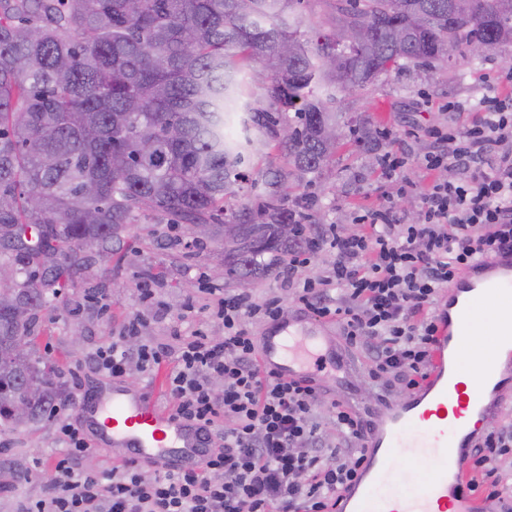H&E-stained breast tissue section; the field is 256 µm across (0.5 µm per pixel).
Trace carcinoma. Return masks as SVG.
I'll return each instance as SVG.
<instances>
[{"instance_id": "cac0c4a2", "label": "carcinoma", "mask_w": 512, "mask_h": 512, "mask_svg": "<svg viewBox=\"0 0 512 512\" xmlns=\"http://www.w3.org/2000/svg\"><path fill=\"white\" fill-rule=\"evenodd\" d=\"M323 2L331 26L367 27L374 41L311 38L303 0H0V256L27 274L11 292L27 316L0 303L1 428L15 427L16 400L31 425L64 406L54 364L13 343L84 263L83 249L157 213L208 226L206 239L224 245V276L259 279L308 245L282 194L331 171L346 90L428 66L449 40L478 39L488 52L512 44V0ZM253 84L267 106L251 107ZM350 132L377 151L376 127L357 120ZM270 147L288 164L269 173L264 204L224 220L246 159ZM227 223L237 239L226 245Z\"/></svg>"}]
</instances>
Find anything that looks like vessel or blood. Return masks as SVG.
Here are the masks:
<instances>
[{
  "label": "vessel or blood",
  "instance_id": "obj_1",
  "mask_svg": "<svg viewBox=\"0 0 512 512\" xmlns=\"http://www.w3.org/2000/svg\"><path fill=\"white\" fill-rule=\"evenodd\" d=\"M505 298L512 299V255L475 262L458 277L447 306L438 311L428 378L399 405L381 402L371 410L365 472L342 492L339 512H488L487 502L467 488L481 431L457 420L468 408L489 420L495 407L489 388L502 382V356L490 351L466 358L460 349L476 326L473 305ZM259 362L269 374L310 386L347 365L314 318L269 324L259 341ZM81 409L85 427L110 441L121 462L181 472L198 469L214 453L199 423L161 413L140 387L120 380L107 395L86 390ZM423 461L431 471L421 486L407 493L393 488L397 467L412 470Z\"/></svg>",
  "mask_w": 512,
  "mask_h": 512
}]
</instances>
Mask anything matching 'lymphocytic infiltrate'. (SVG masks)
<instances>
[{
	"label": "lymphocytic infiltrate",
	"mask_w": 512,
	"mask_h": 512,
	"mask_svg": "<svg viewBox=\"0 0 512 512\" xmlns=\"http://www.w3.org/2000/svg\"><path fill=\"white\" fill-rule=\"evenodd\" d=\"M481 106L485 116L475 126L454 136L433 132L435 147L421 160L430 181L417 220H403L388 201L363 206L354 212L357 233L319 225L310 250L288 262L296 300L306 313L341 324L348 344L366 348L372 380L390 376L405 390L418 388L432 366L439 294L471 263L512 251V100L487 96ZM326 249L334 255L326 274L299 277ZM211 309L224 322L222 339L174 334L178 366L168 377L175 413L222 440L203 468L150 480L133 463L77 471L73 459L89 448L66 423L67 452L51 463L58 481L19 512H333L337 494L362 472L365 420L332 403L340 443H325L314 388L262 370L250 326L279 320V299L242 292L217 298ZM142 326L140 317L130 318L124 336L95 357L97 370L125 377L158 368L164 350L126 346ZM216 377L224 382L218 393ZM511 454V424L483 431L470 491L490 501L512 498L496 468Z\"/></svg>",
	"instance_id": "f902f5d3"
}]
</instances>
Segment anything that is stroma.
<instances>
[{
  "label": "stroma",
  "mask_w": 512,
  "mask_h": 512,
  "mask_svg": "<svg viewBox=\"0 0 512 512\" xmlns=\"http://www.w3.org/2000/svg\"><path fill=\"white\" fill-rule=\"evenodd\" d=\"M512 68V46L506 45L480 58L462 52L452 60H439L427 67H409L381 76L366 93L349 99L347 117H362L376 125L385 138L382 150H396L405 159L399 182L382 178L379 163L370 162L351 137L345 136L336 151L331 176L294 187L288 193L289 208L308 213L315 224H341L353 231L352 212L383 198L393 200L404 217L417 215L428 176L418 160L429 149L427 135L433 128L459 130L481 119L478 104L485 95L512 97V83L500 80L502 69ZM466 103L464 114L448 111L453 102ZM287 158L276 149L251 156L245 170L247 183L237 207L253 206L264 195L262 175L286 166ZM416 185V192L400 193V182ZM219 244L197 249L186 227L168 225L166 219L141 215L128 227L121 242L106 252L90 251L75 274L62 277L57 295L34 323V356L55 361L59 381L66 391V416L36 427H21L0 434V512H17L21 503L38 499L57 478L50 459L60 455L64 444L62 422H76L85 387L98 374L88 363L92 353L108 349L121 336L128 317L143 318L142 338L156 345H172L171 328L181 324L184 332L202 330L209 336L224 334V323L205 303L211 291L242 289L259 295L279 296L283 319L304 318L281 273L242 284L217 278L213 267L223 264ZM152 286L153 302L142 299L144 286ZM331 339L343 348L351 368L343 378L326 380L319 392L321 411L333 401L348 403L364 413L376 401L405 400L395 381L373 382L368 376V353L345 345L341 327H333Z\"/></svg>",
  "instance_id": "obj_1"
}]
</instances>
